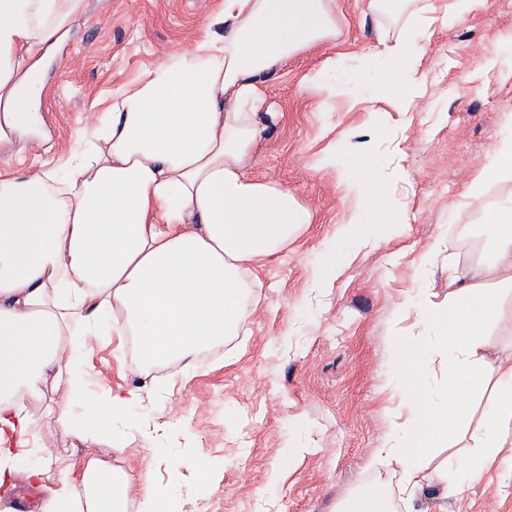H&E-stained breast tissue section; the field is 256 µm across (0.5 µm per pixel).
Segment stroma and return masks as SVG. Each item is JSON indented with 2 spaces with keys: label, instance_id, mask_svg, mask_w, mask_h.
I'll use <instances>...</instances> for the list:
<instances>
[{
  "label": "stroma",
  "instance_id": "obj_1",
  "mask_svg": "<svg viewBox=\"0 0 512 512\" xmlns=\"http://www.w3.org/2000/svg\"><path fill=\"white\" fill-rule=\"evenodd\" d=\"M222 2L85 0L40 64L47 134L37 140L19 129L0 150V172L65 167L76 136L102 127L113 90L197 40ZM336 20V41L290 59L267 82L278 117L250 170L288 187L313 222L278 259L253 269L260 286L246 301L238 335L177 374L162 394L153 391L161 369L143 374L131 352L119 351L117 337H85L92 389L144 391L114 424L112 440L80 442L44 403L31 406L32 440L59 452L54 474L90 458L125 470L132 477L127 512H138L146 478L174 484L175 512H336L338 491L389 473L374 451L386 447L395 420L392 336L417 333L402 303L421 288L447 301L449 263L472 268L489 234L487 211L512 202V177L489 179L478 198L466 197L512 132V0H482L461 23L435 32L422 61L421 97L380 129L398 148L381 150L371 165L406 174L397 188L404 236L351 256L337 276L317 282L347 202L343 176L315 169V159L347 130L362 133L370 123L367 111H347L340 98L331 111H318L310 78L331 68L337 86L375 106L380 86L366 83L359 59L370 54L382 66L379 36L387 26L368 0H336ZM147 425L159 427L156 446L170 449L181 466L153 455L142 436ZM209 461L219 470H207ZM490 477L460 498L430 488L418 512H512V468Z\"/></svg>",
  "mask_w": 512,
  "mask_h": 512
}]
</instances>
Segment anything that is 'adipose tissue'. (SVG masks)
<instances>
[{"instance_id": "adipose-tissue-1", "label": "adipose tissue", "mask_w": 512, "mask_h": 512, "mask_svg": "<svg viewBox=\"0 0 512 512\" xmlns=\"http://www.w3.org/2000/svg\"><path fill=\"white\" fill-rule=\"evenodd\" d=\"M398 32L384 46L389 77L384 103L405 111L420 92L421 59L436 26L447 27L479 0H454L442 17L415 0H369ZM84 0H0V104L15 117L37 108L36 72L28 60L57 40ZM336 0H224L193 46L143 71L112 94L107 133L64 176L55 170L0 175V488L18 473L48 476L52 457L31 465L12 440L31 429L30 403L49 380L72 394L53 406L78 440L112 435L142 397L140 390L101 389L86 404L88 373L76 336L133 342L142 370L193 367L238 332L255 280L252 268L275 257L312 221L287 188L246 166L268 117L266 81L289 59L335 41ZM375 137L327 146L315 166L375 182L350 190L346 220L318 273L331 277L345 257L380 239L404 235L402 210L387 180L367 159ZM491 247L472 279L449 266L455 290L447 304L412 301L418 341L401 346L403 380L391 444L376 454L395 462L388 479L341 495L336 512H416L430 486L456 495L479 484L501 451L512 447V349L488 362L487 328L502 312L499 294L479 280L495 273L512 284V208L491 213ZM69 356H62V347ZM489 389L474 416L475 386ZM468 438L478 456L462 464L454 446ZM450 452L427 472L435 447ZM465 481H458V474ZM130 476L98 459L62 475L44 512H126Z\"/></svg>"}]
</instances>
